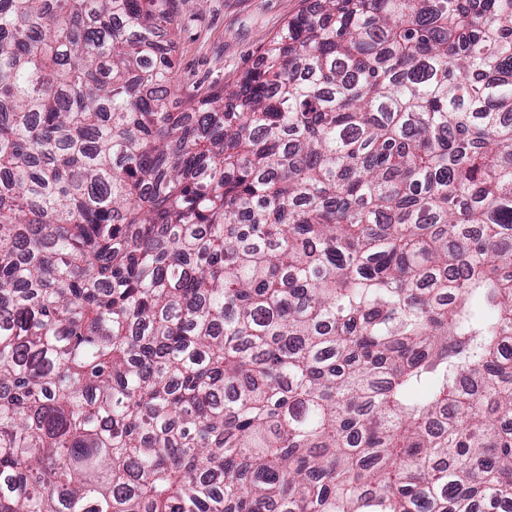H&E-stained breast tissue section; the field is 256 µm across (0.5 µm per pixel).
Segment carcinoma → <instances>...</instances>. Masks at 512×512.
<instances>
[{
  "instance_id": "carcinoma-1",
  "label": "carcinoma",
  "mask_w": 512,
  "mask_h": 512,
  "mask_svg": "<svg viewBox=\"0 0 512 512\" xmlns=\"http://www.w3.org/2000/svg\"><path fill=\"white\" fill-rule=\"evenodd\" d=\"M176 2L0 0V512H512V0ZM311 1L180 0L175 48L180 85L235 81L255 67L267 38Z\"/></svg>"
}]
</instances>
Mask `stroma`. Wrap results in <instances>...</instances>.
Returning a JSON list of instances; mask_svg holds the SVG:
<instances>
[{"label":"stroma","instance_id":"obj_1","mask_svg":"<svg viewBox=\"0 0 512 512\" xmlns=\"http://www.w3.org/2000/svg\"><path fill=\"white\" fill-rule=\"evenodd\" d=\"M311 0H180L175 64L184 88L236 80Z\"/></svg>","mask_w":512,"mask_h":512}]
</instances>
